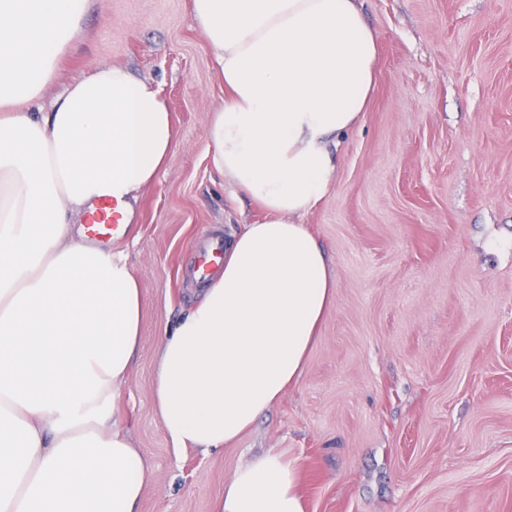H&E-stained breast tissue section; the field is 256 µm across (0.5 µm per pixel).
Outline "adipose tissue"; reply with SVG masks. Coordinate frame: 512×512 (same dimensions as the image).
<instances>
[{
    "instance_id": "ef3b65f1",
    "label": "adipose tissue",
    "mask_w": 512,
    "mask_h": 512,
    "mask_svg": "<svg viewBox=\"0 0 512 512\" xmlns=\"http://www.w3.org/2000/svg\"><path fill=\"white\" fill-rule=\"evenodd\" d=\"M88 0H0V512H136L149 466L116 405L139 343L141 288L122 253L75 226L100 201L133 211L176 137L158 87L93 70L40 103ZM224 83L212 168L266 213L166 329L155 404L176 452L239 439L298 381L335 294L301 219L326 194L331 139L361 120L378 37L358 0H191ZM212 512H305L266 452Z\"/></svg>"
}]
</instances>
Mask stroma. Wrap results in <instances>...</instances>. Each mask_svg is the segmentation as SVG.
Returning <instances> with one entry per match:
<instances>
[{"instance_id": "stroma-1", "label": "stroma", "mask_w": 512, "mask_h": 512, "mask_svg": "<svg viewBox=\"0 0 512 512\" xmlns=\"http://www.w3.org/2000/svg\"><path fill=\"white\" fill-rule=\"evenodd\" d=\"M190 2L89 0L46 93L125 66L174 118L165 171L111 242L142 287L117 403L150 465L137 512H212L268 451L295 468L305 512H512V0H360L379 35L375 92L303 218L333 304L287 396L224 449L177 454L153 374L166 327L201 296L182 270L210 229L265 219L209 163L224 85Z\"/></svg>"}]
</instances>
